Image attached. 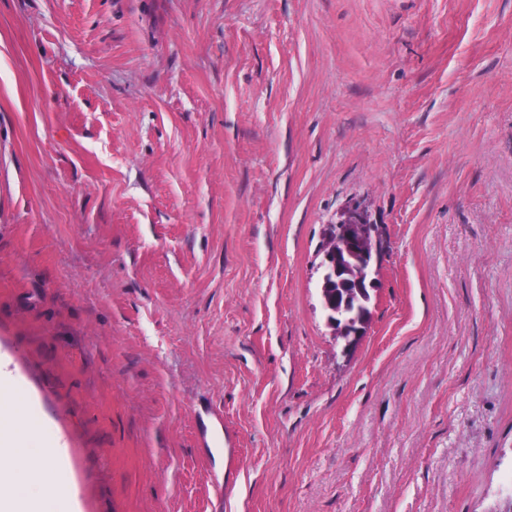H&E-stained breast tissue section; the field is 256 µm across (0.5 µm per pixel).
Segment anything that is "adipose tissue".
Wrapping results in <instances>:
<instances>
[{
    "label": "adipose tissue",
    "mask_w": 512,
    "mask_h": 512,
    "mask_svg": "<svg viewBox=\"0 0 512 512\" xmlns=\"http://www.w3.org/2000/svg\"><path fill=\"white\" fill-rule=\"evenodd\" d=\"M30 429L27 398L0 371V512H75L72 501H52L42 494L63 475L64 447L56 441L48 449L32 450L27 444ZM20 454L27 463L18 470L11 461Z\"/></svg>",
    "instance_id": "adipose-tissue-1"
}]
</instances>
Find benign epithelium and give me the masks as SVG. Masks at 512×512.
Here are the masks:
<instances>
[{
	"label": "benign epithelium",
	"instance_id": "1",
	"mask_svg": "<svg viewBox=\"0 0 512 512\" xmlns=\"http://www.w3.org/2000/svg\"><path fill=\"white\" fill-rule=\"evenodd\" d=\"M321 252L320 289L327 324L346 352L367 332V308L376 290L378 241L367 208L360 203L344 208Z\"/></svg>",
	"mask_w": 512,
	"mask_h": 512
}]
</instances>
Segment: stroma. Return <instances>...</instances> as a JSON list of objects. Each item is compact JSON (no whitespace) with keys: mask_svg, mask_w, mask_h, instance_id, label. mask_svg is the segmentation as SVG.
<instances>
[{"mask_svg":"<svg viewBox=\"0 0 512 512\" xmlns=\"http://www.w3.org/2000/svg\"><path fill=\"white\" fill-rule=\"evenodd\" d=\"M0 366L76 512H512V0H0ZM322 245L321 295L327 324L349 351L366 334L371 314H367L371 291L376 290L378 241L365 206L355 203L337 216ZM352 260V263L348 262ZM346 275L348 279L340 278ZM337 285L339 290H333ZM353 285V290L350 286Z\"/></svg>","mask_w":512,"mask_h":512,"instance_id":"1","label":"stroma"}]
</instances>
